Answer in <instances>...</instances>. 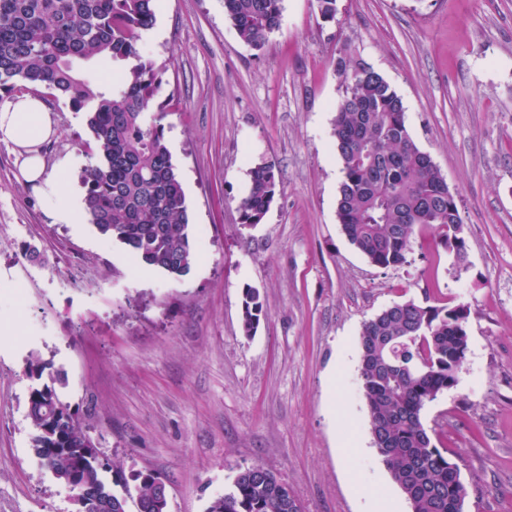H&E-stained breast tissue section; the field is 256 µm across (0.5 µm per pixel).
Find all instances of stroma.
<instances>
[{"label": "stroma", "instance_id": "35a3bbf8", "mask_svg": "<svg viewBox=\"0 0 512 512\" xmlns=\"http://www.w3.org/2000/svg\"><path fill=\"white\" fill-rule=\"evenodd\" d=\"M143 53L180 174L196 261L175 280L90 223H53L0 144V512H75L30 452L31 355L117 471L164 476L169 512H206L239 467L262 464L305 512H410L372 444L361 392L365 321L407 300L470 308L458 385L422 419L459 465L466 512H512V0H283L259 49L223 0H155ZM360 58L401 98L406 125L455 192L466 272L431 230L407 263L372 265L337 219V58ZM47 159L91 133L66 99ZM274 164L262 224L239 220L249 169ZM265 315L241 327L245 287Z\"/></svg>", "mask_w": 512, "mask_h": 512}]
</instances>
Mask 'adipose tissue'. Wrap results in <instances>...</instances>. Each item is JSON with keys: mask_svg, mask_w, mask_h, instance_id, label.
Wrapping results in <instances>:
<instances>
[{"mask_svg": "<svg viewBox=\"0 0 512 512\" xmlns=\"http://www.w3.org/2000/svg\"><path fill=\"white\" fill-rule=\"evenodd\" d=\"M58 124L45 99L30 92L0 100V142L12 145L17 179L45 201L57 224H80L85 210L71 194L64 175L76 164L73 154L48 162L46 143L56 140Z\"/></svg>", "mask_w": 512, "mask_h": 512, "instance_id": "adipose-tissue-1", "label": "adipose tissue"}]
</instances>
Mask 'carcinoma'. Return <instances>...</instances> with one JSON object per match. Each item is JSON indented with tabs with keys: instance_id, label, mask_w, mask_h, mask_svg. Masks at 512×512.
<instances>
[{
	"instance_id": "obj_1",
	"label": "carcinoma",
	"mask_w": 512,
	"mask_h": 512,
	"mask_svg": "<svg viewBox=\"0 0 512 512\" xmlns=\"http://www.w3.org/2000/svg\"><path fill=\"white\" fill-rule=\"evenodd\" d=\"M283 0H224L238 37L255 49L279 29ZM155 21V0H0V90L68 100L86 113L90 163L80 174L84 206L98 231L123 244L145 266L179 278L196 260L186 197L165 139V113L154 109L163 85L141 51ZM124 66L110 92L83 77L79 64ZM344 94L333 137L341 164L337 218L349 241L373 265L407 263L416 232L431 227L455 238L463 264L466 242L456 195L431 156L412 139L401 98L361 59H336ZM273 165L250 168L238 203L240 223H262L274 200ZM254 288L243 289L242 331L254 335L263 316ZM470 307L395 303L364 322L361 390L372 443L411 512H455L467 496L460 468L437 448L422 420L424 407L448 390V371L463 368ZM28 372L48 375L47 392L28 397L31 453L61 483L80 487L86 512H114L113 501L137 512H168L154 473L108 480L114 462L86 458L87 426L62 399L66 379L33 356ZM207 512H302L288 486L256 464L241 467Z\"/></svg>"
}]
</instances>
